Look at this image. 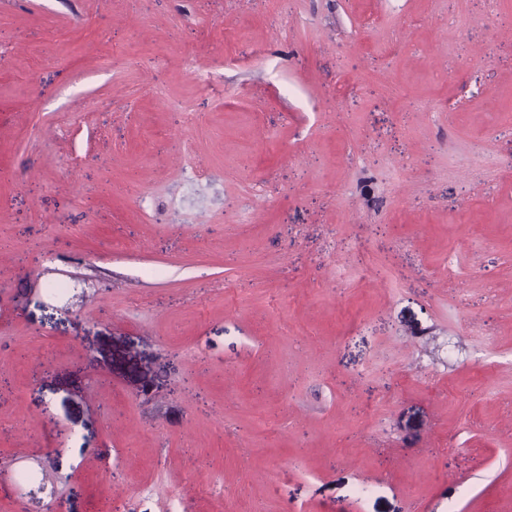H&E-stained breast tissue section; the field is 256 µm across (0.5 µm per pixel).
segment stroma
<instances>
[{
  "mask_svg": "<svg viewBox=\"0 0 512 512\" xmlns=\"http://www.w3.org/2000/svg\"><path fill=\"white\" fill-rule=\"evenodd\" d=\"M0 512H512V0H0Z\"/></svg>",
  "mask_w": 512,
  "mask_h": 512,
  "instance_id": "1",
  "label": "stroma"
}]
</instances>
